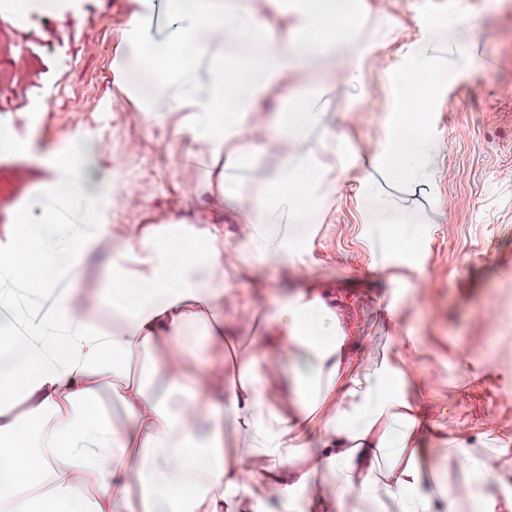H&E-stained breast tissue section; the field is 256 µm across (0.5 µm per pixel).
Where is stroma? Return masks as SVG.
Returning <instances> with one entry per match:
<instances>
[{
  "label": "stroma",
  "instance_id": "1",
  "mask_svg": "<svg viewBox=\"0 0 512 512\" xmlns=\"http://www.w3.org/2000/svg\"><path fill=\"white\" fill-rule=\"evenodd\" d=\"M27 2L18 20L10 0H0V116L13 138L32 145L31 155L0 166V253L10 248L25 203L49 178L42 156L78 137L104 146L94 169L97 180L112 184L100 212L113 237L173 223L216 224L227 248H237L241 215L196 197L205 166L195 142L145 124L120 92L138 0H58L53 15L38 10V0ZM408 3L370 0L373 15L392 19L397 38L366 57L354 88L340 83L324 98L360 163L341 174L312 227L308 268L229 266L228 285L241 301L225 307L224 322L241 353L262 342L274 289H331L359 345L416 337L404 379L443 432L428 436L427 447H443L460 427L486 447L512 446V0H457L476 19L475 62L450 71L436 104L431 183L397 193L407 216L426 225L423 266L395 258L385 269L364 223L362 162L380 146L391 68L420 35Z\"/></svg>",
  "mask_w": 512,
  "mask_h": 512
}]
</instances>
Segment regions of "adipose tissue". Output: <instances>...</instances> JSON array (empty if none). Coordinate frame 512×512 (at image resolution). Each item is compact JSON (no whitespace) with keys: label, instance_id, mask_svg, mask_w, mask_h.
I'll use <instances>...</instances> for the list:
<instances>
[{"label":"adipose tissue","instance_id":"adipose-tissue-1","mask_svg":"<svg viewBox=\"0 0 512 512\" xmlns=\"http://www.w3.org/2000/svg\"><path fill=\"white\" fill-rule=\"evenodd\" d=\"M139 4L127 46L154 91L144 122L170 123L212 158L203 188L244 216L241 265H307L299 227L317 221L353 160L322 100L337 74L360 68L354 33L366 30L371 50L392 41V21L371 18L367 0H166L158 27L152 0ZM320 62L314 87H289ZM257 112L272 136H252ZM88 157L86 141L71 140L48 163L53 205L38 198L30 208L47 224L55 210L82 212L108 242L98 199L112 187L92 183ZM262 159L273 165L251 183L244 170ZM28 227L16 224L0 269L38 295L62 256L56 237ZM194 239L176 252L154 229L132 235L113 249L106 307L71 292L0 334L1 346L24 348L0 373V512H266L250 494L258 482L276 490L283 512H512L503 468L512 449L454 437L431 458L424 441L437 427L405 390L400 340L354 358L330 292L284 293L266 318L294 407L270 388L258 349L217 387L230 294L224 240L211 226ZM323 412L308 438L306 423ZM453 467L465 495L448 485Z\"/></svg>","mask_w":512,"mask_h":512}]
</instances>
